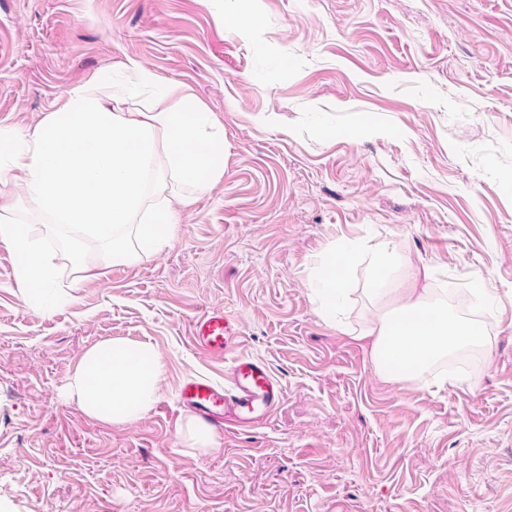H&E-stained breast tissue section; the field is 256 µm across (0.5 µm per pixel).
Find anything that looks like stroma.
<instances>
[{
  "label": "stroma",
  "instance_id": "1",
  "mask_svg": "<svg viewBox=\"0 0 512 512\" xmlns=\"http://www.w3.org/2000/svg\"><path fill=\"white\" fill-rule=\"evenodd\" d=\"M0 0V128L26 130L73 86L111 97L133 58L189 86L224 125V178L181 210L170 246L68 289L18 288L0 242V512H512V0ZM382 241L431 287L493 296L468 315L475 370L381 377L329 326L328 260L359 326ZM238 320L237 354L284 389L250 428L184 448L190 378L230 358L189 321ZM146 342L160 397L131 423L63 394L90 346ZM444 386H437V379Z\"/></svg>",
  "mask_w": 512,
  "mask_h": 512
}]
</instances>
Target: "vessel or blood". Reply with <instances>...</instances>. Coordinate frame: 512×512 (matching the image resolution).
<instances>
[{
    "instance_id": "obj_1",
    "label": "vessel or blood",
    "mask_w": 512,
    "mask_h": 512,
    "mask_svg": "<svg viewBox=\"0 0 512 512\" xmlns=\"http://www.w3.org/2000/svg\"><path fill=\"white\" fill-rule=\"evenodd\" d=\"M193 346L211 355L231 352L240 339L233 320L223 311L207 310L190 322ZM283 389L262 361L238 356L232 361L225 385L194 378L184 383L180 402L198 417L215 424L231 419L243 426L265 418L281 401Z\"/></svg>"
}]
</instances>
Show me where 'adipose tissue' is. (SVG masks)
Returning <instances> with one entry per match:
<instances>
[{
    "instance_id": "adipose-tissue-1",
    "label": "adipose tissue",
    "mask_w": 512,
    "mask_h": 512,
    "mask_svg": "<svg viewBox=\"0 0 512 512\" xmlns=\"http://www.w3.org/2000/svg\"><path fill=\"white\" fill-rule=\"evenodd\" d=\"M124 71L112 98L89 82L35 128H0V241L21 258L24 293H59L50 239L67 242L78 282L138 263L169 246L180 210L224 177V128L191 89L160 82L133 59ZM147 87V107L125 109ZM366 292L376 307L356 336L370 340L375 368L388 377L479 340L447 303L429 301V288L399 292L373 276ZM160 365L152 346L105 341L83 352L65 392L90 417L132 422L159 398Z\"/></svg>"
}]
</instances>
